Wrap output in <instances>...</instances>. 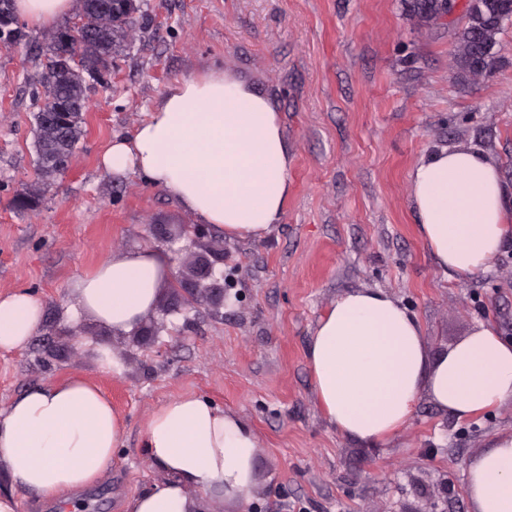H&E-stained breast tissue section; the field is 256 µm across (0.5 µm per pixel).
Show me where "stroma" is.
Returning <instances> with one entry per match:
<instances>
[{
    "instance_id": "1",
    "label": "stroma",
    "mask_w": 512,
    "mask_h": 512,
    "mask_svg": "<svg viewBox=\"0 0 512 512\" xmlns=\"http://www.w3.org/2000/svg\"><path fill=\"white\" fill-rule=\"evenodd\" d=\"M415 0H135L134 25L106 83L86 85L82 136L69 168L31 206L38 183L36 98L54 26L22 21L0 43V298L24 291L42 321L21 349L0 350V409L28 388L74 377L111 399L125 440L107 476L75 493L88 512H124L160 478L145 423L162 403L195 394L236 413L259 440L255 485L212 494L208 512H471L469 461L512 431V402L457 419L420 398L386 441L351 440L317 401L307 349L342 294L379 288L419 321L438 355L482 323L512 341V242L468 278L444 274L419 233L409 175L457 147L482 151L512 191V21L494 68L467 76L455 34L463 12L424 15ZM218 69L271 101L290 151L284 212L262 240H224V309L193 308L161 283L145 322L166 328L134 343L82 312L78 281L118 250L144 244L172 270L203 249L169 241L195 216L136 172L100 159L130 137L177 80ZM120 361L101 368L102 350Z\"/></svg>"
}]
</instances>
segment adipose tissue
<instances>
[{"instance_id":"obj_1","label":"adipose tissue","mask_w":512,"mask_h":512,"mask_svg":"<svg viewBox=\"0 0 512 512\" xmlns=\"http://www.w3.org/2000/svg\"><path fill=\"white\" fill-rule=\"evenodd\" d=\"M116 173L135 170L230 239L258 240L288 200V141L270 101L221 70L176 82L130 140L102 157ZM420 234L439 266L466 278L487 269L507 240L508 190L498 168L472 148L441 150L410 174ZM166 255L117 251L76 286L79 306L118 332H131L154 306L168 276ZM40 301L0 298V349L27 344L41 323ZM315 395L342 435L386 440L411 418L420 397L456 418L512 401V343L490 326L430 356L420 324L379 289L340 296L308 347ZM124 427L111 403L81 378L28 389L0 410V466L13 490L0 512H17L16 491L36 500L70 499L112 465ZM258 441L238 416L184 395L150 415L143 439L164 476L130 496L128 512H205V497L249 493ZM473 512H512V431L492 438L467 466Z\"/></svg>"}]
</instances>
